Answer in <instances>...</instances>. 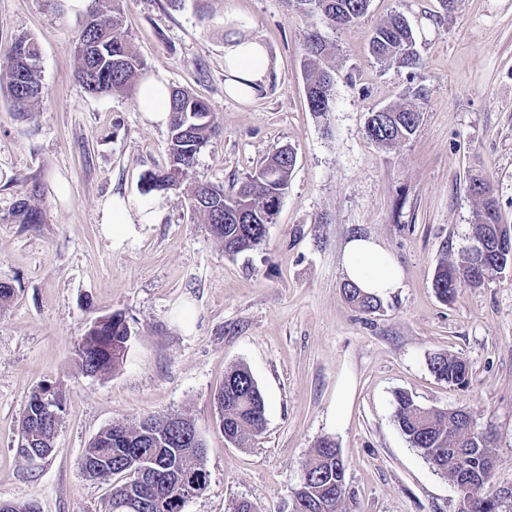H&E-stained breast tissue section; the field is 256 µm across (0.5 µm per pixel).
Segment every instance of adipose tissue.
<instances>
[{"label": "adipose tissue", "mask_w": 512, "mask_h": 512, "mask_svg": "<svg viewBox=\"0 0 512 512\" xmlns=\"http://www.w3.org/2000/svg\"><path fill=\"white\" fill-rule=\"evenodd\" d=\"M224 60L230 64L234 79L258 85L263 83L270 61L266 48L258 40H245L230 45ZM170 89L164 75H150L137 87V104L150 124L166 127L169 123ZM161 219L158 203L135 202L118 195L106 201L101 210V222L106 233L115 237L125 236L131 225L155 224ZM341 265L349 281L363 291L387 295L403 286L400 268L387 255L378 240L355 236L343 249Z\"/></svg>", "instance_id": "adipose-tissue-1"}]
</instances>
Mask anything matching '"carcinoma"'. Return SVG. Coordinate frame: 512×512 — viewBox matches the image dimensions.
Wrapping results in <instances>:
<instances>
[{"label": "carcinoma", "mask_w": 512, "mask_h": 512, "mask_svg": "<svg viewBox=\"0 0 512 512\" xmlns=\"http://www.w3.org/2000/svg\"><path fill=\"white\" fill-rule=\"evenodd\" d=\"M94 2L97 6L88 15L74 45L80 61L79 81L87 91L98 95L130 92L143 78L146 65L119 31L121 0ZM292 2L302 13L316 18L317 23L336 27L356 24L370 0ZM303 50L309 108L315 116L323 117L331 108L334 83L323 60L333 53V44L315 29L306 36ZM368 51L384 65L420 66L412 29L400 14L392 15L373 31ZM3 81L19 112L28 111L43 98L40 49L33 38L15 39L0 58V83ZM388 111L386 130L376 141L381 146L409 139L421 120V113L411 103L390 106ZM215 134L208 105L186 89H172L168 166L145 172L141 192L147 195L181 188L201 149ZM293 158L291 151L275 152L229 193L203 184L189 190L192 209L203 216L211 235L224 244V252L238 254L254 248L265 237L267 226L276 223L279 208L275 203L288 191ZM473 191L483 197V209L473 234L476 251L460 264L442 262L433 279L434 292L447 303L455 300L458 280L479 287L498 264H509V256L498 252L497 239L512 234V226L499 222L489 184L475 183ZM11 215L22 224H38L42 220L41 210L25 199L16 202ZM343 291L346 300L362 310L380 307L377 296L351 282L344 285ZM130 336L125 315L115 312L96 319L76 349L82 372L87 376L111 372L123 362ZM429 366L440 380L460 387L468 383L467 365L458 357L439 353L430 358ZM215 401L219 428L227 443L244 448L263 433L265 400L245 365H235L225 374ZM47 405L58 413L47 414ZM394 405L400 430L436 471L451 479L468 477L472 489L463 512H501L503 498L489 490L483 480L484 449L490 447L488 436L469 434L461 410L423 408L405 391L395 393ZM61 411V391L44 386L32 393L20 423L21 457L48 454L46 440L60 425ZM338 452L334 440L318 441L303 465L294 512H343L346 467L343 459L336 458ZM81 468L92 480L115 479L105 512H119L115 508L117 499L132 494L142 498V512H185L187 502L206 490L209 478L204 442L195 436L191 419L179 414L148 415L134 424L104 427L86 449Z\"/></svg>", "instance_id": "1"}]
</instances>
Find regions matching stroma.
I'll use <instances>...</instances> for the list:
<instances>
[{"label":"stroma","instance_id":"35a3bbf8","mask_svg":"<svg viewBox=\"0 0 512 512\" xmlns=\"http://www.w3.org/2000/svg\"><path fill=\"white\" fill-rule=\"evenodd\" d=\"M410 23L422 66H384L368 52L391 14ZM85 14L66 0H0V53L21 35L41 50L46 88L16 112L0 88V500L40 512H103L111 481L86 477L96 434L142 415L189 417L207 448L209 485L186 512H292L302 467L318 440L345 460L346 512H460L451 480L412 447L394 417L397 391L422 407L464 409L494 439V490L512 489V268L481 287L457 284L453 303L432 281L462 262L490 181L512 225V0H371L352 27L323 28L334 104L314 116L301 45L310 28L291 0H122L120 30L150 73L203 99L219 132L189 183L230 187L276 150L297 157L275 224L235 255L192 211L184 191L155 194L162 217L116 240L100 222L113 194L141 200L144 172L167 164L168 131L149 124L135 94L94 96L77 78L74 43ZM259 40L271 65L252 95L231 96L224 49ZM411 102L419 127L382 147L364 134L369 109ZM39 224L10 217L19 199ZM375 237L404 286L380 311L351 306L341 256L354 235ZM120 312L131 330L123 363L86 376L75 347L90 323ZM437 353L464 359L466 386L439 380ZM246 365L266 404V429L227 444L213 395ZM63 394L53 452L16 453L31 394Z\"/></svg>","mask_w":512,"mask_h":512}]
</instances>
